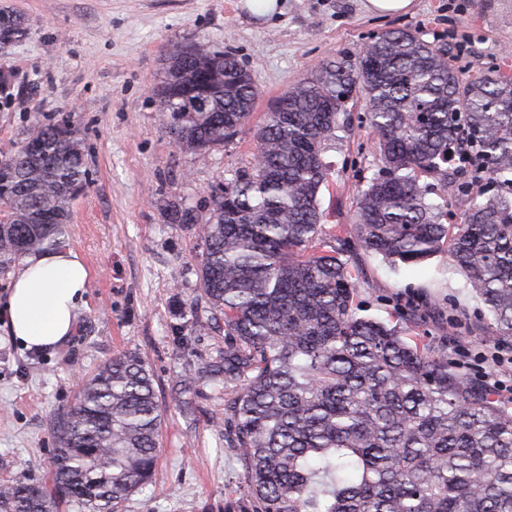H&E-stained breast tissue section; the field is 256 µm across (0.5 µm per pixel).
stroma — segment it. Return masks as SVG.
<instances>
[{"instance_id": "1", "label": "stroma", "mask_w": 512, "mask_h": 512, "mask_svg": "<svg viewBox=\"0 0 512 512\" xmlns=\"http://www.w3.org/2000/svg\"><path fill=\"white\" fill-rule=\"evenodd\" d=\"M1 9L21 14L29 34L0 48V72L13 74L0 152L39 125L67 119L76 128L89 181L63 244L85 263L89 288L74 335L54 348L23 349L0 323V482L50 483L60 416L103 362L133 352L154 376L164 422L152 485L118 512H240L246 496L224 390L200 386L189 414L177 384L223 349L224 336L195 328L200 248L191 225L169 223L165 202L204 204L210 185L250 160L273 100L323 61L356 59L385 31L450 48L460 78L491 68L512 77V0H414L411 12L390 17L369 14L364 0H277L264 16L253 0H0ZM204 40L231 52L260 96L232 142L199 154L176 146L152 90L169 54ZM345 113L347 127L325 155L320 204L325 225L349 235L379 148L362 99L348 100ZM347 257L359 267L363 314L400 321L420 308L418 335L512 404V349L492 339L491 316L447 254L395 271L357 247Z\"/></svg>"}]
</instances>
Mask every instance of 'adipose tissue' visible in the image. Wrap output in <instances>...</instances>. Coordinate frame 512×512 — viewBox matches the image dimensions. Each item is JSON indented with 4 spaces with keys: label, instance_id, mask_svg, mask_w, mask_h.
Returning <instances> with one entry per match:
<instances>
[{
    "label": "adipose tissue",
    "instance_id": "ef3b65f1",
    "mask_svg": "<svg viewBox=\"0 0 512 512\" xmlns=\"http://www.w3.org/2000/svg\"><path fill=\"white\" fill-rule=\"evenodd\" d=\"M88 286V270L71 249L34 252L20 262L0 315L24 349H48L73 335Z\"/></svg>",
    "mask_w": 512,
    "mask_h": 512
}]
</instances>
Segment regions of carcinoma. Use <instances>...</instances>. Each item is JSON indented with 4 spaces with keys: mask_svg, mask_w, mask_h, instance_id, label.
<instances>
[{
    "mask_svg": "<svg viewBox=\"0 0 512 512\" xmlns=\"http://www.w3.org/2000/svg\"><path fill=\"white\" fill-rule=\"evenodd\" d=\"M27 35L21 15L0 11V46ZM354 95L381 152L354 239L393 267L448 246L492 335L512 340V78L463 81L448 50L386 32L290 87L288 111L266 113L249 165L210 188L206 211L167 204L171 223L197 226L203 329L224 327V351L179 383L224 385L250 512H512V411L409 326L360 315L351 239L324 227L323 154ZM154 96L174 142L196 153L233 141L258 89L234 56L199 42L169 55ZM88 177L67 120L1 154L0 264L65 236ZM476 182L488 189L474 196ZM162 421L144 361H105L58 421L52 489L1 483L0 512H55L60 499L117 512L152 482Z\"/></svg>",
    "mask_w": 512,
    "mask_h": 512,
    "instance_id": "carcinoma-1",
    "label": "carcinoma"
}]
</instances>
